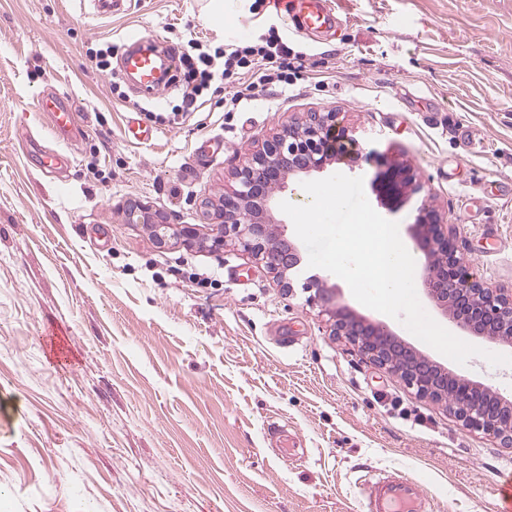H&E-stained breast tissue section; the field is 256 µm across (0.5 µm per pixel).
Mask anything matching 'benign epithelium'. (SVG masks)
<instances>
[{
  "mask_svg": "<svg viewBox=\"0 0 512 512\" xmlns=\"http://www.w3.org/2000/svg\"><path fill=\"white\" fill-rule=\"evenodd\" d=\"M375 158L352 131L338 121V113L312 112L265 140L248 162L237 169L233 183L224 187L214 236H203L194 225H174L152 212L149 205L127 204L129 224L147 225L156 241L211 242V247L242 248L279 279L292 287L290 275L301 257L288 239L285 225L275 217L277 192L333 164L353 165ZM373 181L381 206L397 211L423 191L407 164L378 161ZM416 249L425 258L424 291L443 315L460 330L512 344V293L490 288L458 255L454 238L440 214L426 200L415 206L410 225ZM306 288L317 289L319 299L334 318V334L344 337L371 362L396 373L416 394L437 403H451L462 425L484 432L512 447V401L492 387L456 377L439 363L402 342L388 326L333 304V297L312 279Z\"/></svg>",
  "mask_w": 512,
  "mask_h": 512,
  "instance_id": "obj_1",
  "label": "benign epithelium"
}]
</instances>
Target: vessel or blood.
Segmentation results:
<instances>
[{
    "instance_id": "vessel-or-blood-1",
    "label": "vessel or blood",
    "mask_w": 512,
    "mask_h": 512,
    "mask_svg": "<svg viewBox=\"0 0 512 512\" xmlns=\"http://www.w3.org/2000/svg\"><path fill=\"white\" fill-rule=\"evenodd\" d=\"M272 2L280 7L282 21L298 20L305 33H320L336 24V18L328 10L325 0ZM175 64L174 52H167L164 59H157L152 42L141 37L127 49L122 67L125 73L136 76L146 92L153 93L160 88L162 66L172 67ZM39 109L50 114L56 133L67 135L77 131L76 114L68 103L67 95L54 93L42 96ZM364 494L368 512H433L431 495L417 481L402 474L376 478L366 485Z\"/></svg>"
}]
</instances>
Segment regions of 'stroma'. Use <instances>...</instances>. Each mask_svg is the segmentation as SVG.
Wrapping results in <instances>:
<instances>
[{
  "mask_svg": "<svg viewBox=\"0 0 512 512\" xmlns=\"http://www.w3.org/2000/svg\"><path fill=\"white\" fill-rule=\"evenodd\" d=\"M206 3L0 0V512H365L363 480L394 471L439 512H494L512 447L334 336L301 279L281 288L237 246H159L124 208L208 226L262 140L333 110L414 168L472 270L511 293L512 0H328L339 22L319 36L251 0L220 17ZM271 29L303 55L289 92L228 112L231 78L152 142L125 137L143 110L180 106L184 85L178 67L154 94L122 78L130 32L184 51ZM105 46L109 73L91 56ZM56 90L80 135L39 112ZM50 152L70 164L46 170ZM388 324L512 398V366L458 364Z\"/></svg>",
  "mask_w": 512,
  "mask_h": 512,
  "instance_id": "obj_1",
  "label": "stroma"
}]
</instances>
